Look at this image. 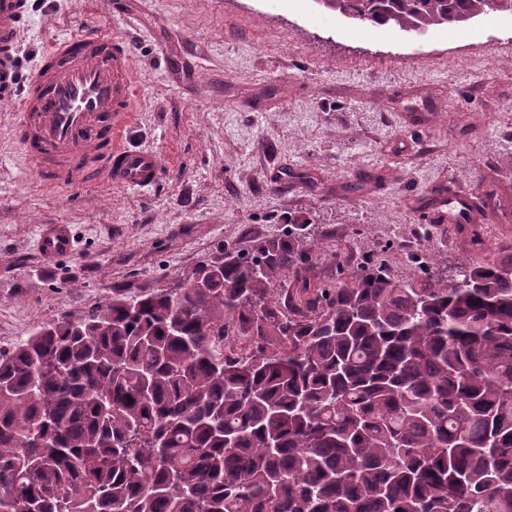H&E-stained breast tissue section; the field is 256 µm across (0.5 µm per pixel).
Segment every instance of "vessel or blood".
<instances>
[{"mask_svg": "<svg viewBox=\"0 0 512 512\" xmlns=\"http://www.w3.org/2000/svg\"><path fill=\"white\" fill-rule=\"evenodd\" d=\"M32 10L33 0H0V102L14 107V136L30 167L53 188L157 186L165 175L160 156L126 143L136 103L131 45L87 24L23 69ZM37 249L47 259L69 253L70 225H40Z\"/></svg>", "mask_w": 512, "mask_h": 512, "instance_id": "obj_1", "label": "vessel or blood"}]
</instances>
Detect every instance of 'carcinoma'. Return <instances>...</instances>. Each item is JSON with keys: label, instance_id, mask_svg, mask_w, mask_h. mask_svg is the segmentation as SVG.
Returning a JSON list of instances; mask_svg holds the SVG:
<instances>
[{"label": "carcinoma", "instance_id": "1", "mask_svg": "<svg viewBox=\"0 0 512 512\" xmlns=\"http://www.w3.org/2000/svg\"><path fill=\"white\" fill-rule=\"evenodd\" d=\"M319 4L413 33L512 11ZM303 230L0 350V512H512V254L326 286Z\"/></svg>", "mask_w": 512, "mask_h": 512}]
</instances>
